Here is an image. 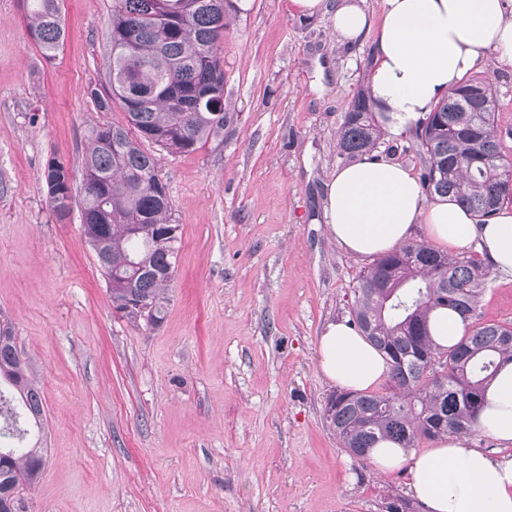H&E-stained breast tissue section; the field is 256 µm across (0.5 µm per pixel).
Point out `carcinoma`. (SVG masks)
<instances>
[{"instance_id": "obj_1", "label": "carcinoma", "mask_w": 512, "mask_h": 512, "mask_svg": "<svg viewBox=\"0 0 512 512\" xmlns=\"http://www.w3.org/2000/svg\"><path fill=\"white\" fill-rule=\"evenodd\" d=\"M28 31L41 53L54 57L65 39L59 0H27ZM224 0H113L109 19L110 90L88 87L101 112L117 103L125 122L88 130L83 160V233L108 281L113 308L152 304L150 323L162 319L174 276L176 246L146 229L171 223L166 184L143 144L187 155L224 131ZM500 104L485 76L464 80L437 103L409 136L420 149L421 183L430 195H450L484 224L512 205V163L497 132ZM370 93L360 92L336 131V150L349 162L372 157L382 144ZM72 173L48 165L49 202L65 214ZM477 251L440 252L405 242L378 256L357 277L351 321L389 360L385 388L329 396L326 420L340 444L360 462L381 438L407 449L440 435L466 437L484 389L512 360V326L475 322L486 289ZM440 307L470 323L469 334L438 346L429 315ZM12 325L0 322V512H20L9 491L17 479L37 485L45 464L43 400L28 358L12 351Z\"/></svg>"}]
</instances>
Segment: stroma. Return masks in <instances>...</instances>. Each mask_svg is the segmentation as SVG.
Instances as JSON below:
<instances>
[{"label": "stroma", "instance_id": "35a3bbf8", "mask_svg": "<svg viewBox=\"0 0 512 512\" xmlns=\"http://www.w3.org/2000/svg\"><path fill=\"white\" fill-rule=\"evenodd\" d=\"M231 3L224 131L156 154L180 230L154 326L114 311L82 229L86 131L124 118L85 93L109 86L112 0H60L50 59L22 0H0V316L41 388L47 450L25 512H381L410 495L407 468L356 461L324 416L319 337L372 263L330 235L325 185L373 40L339 44L327 12L292 0ZM56 158L73 176L62 219ZM477 319L512 324V282L489 272ZM72 173L64 162L54 159L48 165L45 182L48 187L49 202L59 215L65 214L72 201Z\"/></svg>", "mask_w": 512, "mask_h": 512}]
</instances>
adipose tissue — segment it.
<instances>
[{"label":"adipose tissue","mask_w":512,"mask_h":512,"mask_svg":"<svg viewBox=\"0 0 512 512\" xmlns=\"http://www.w3.org/2000/svg\"><path fill=\"white\" fill-rule=\"evenodd\" d=\"M292 2L304 14L328 8L339 43L372 38L369 92L391 134L418 123L488 53L512 62V0H383L377 18L364 0ZM325 212L331 235L352 255L383 254L421 224L451 248L477 243L500 276L512 281V207L476 223L450 198L428 199L399 163L363 160L338 168L326 184ZM320 353L324 375L343 390L373 389L388 375L385 357L344 322L326 326ZM476 428L512 444V362L487 387ZM370 461L381 472L408 467L410 490L426 512H512V457L490 456L458 437H439L416 454L383 439Z\"/></svg>","instance_id":"obj_1"}]
</instances>
